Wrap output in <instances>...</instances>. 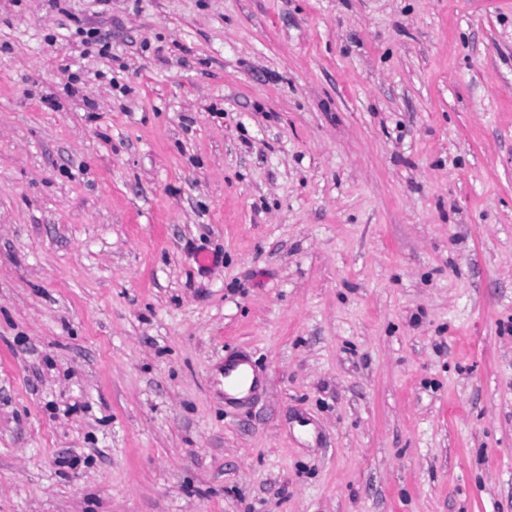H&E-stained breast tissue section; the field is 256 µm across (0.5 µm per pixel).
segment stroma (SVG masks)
Masks as SVG:
<instances>
[{"instance_id":"1","label":"stroma","mask_w":512,"mask_h":512,"mask_svg":"<svg viewBox=\"0 0 512 512\" xmlns=\"http://www.w3.org/2000/svg\"><path fill=\"white\" fill-rule=\"evenodd\" d=\"M0 512H512V0H0ZM243 364L252 365L245 359L234 358L224 362V384L229 388H238L248 383L250 377L246 369L240 368Z\"/></svg>"}]
</instances>
